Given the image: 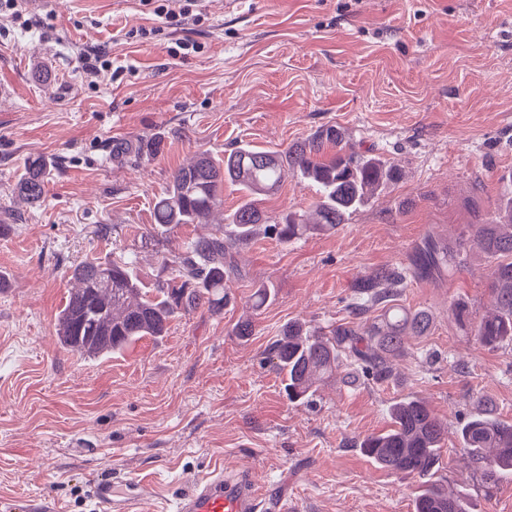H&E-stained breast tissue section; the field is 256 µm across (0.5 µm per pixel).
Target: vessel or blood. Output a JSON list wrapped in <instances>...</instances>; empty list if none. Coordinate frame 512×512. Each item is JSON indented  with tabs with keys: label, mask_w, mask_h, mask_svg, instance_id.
<instances>
[{
	"label": "vessel or blood",
	"mask_w": 512,
	"mask_h": 512,
	"mask_svg": "<svg viewBox=\"0 0 512 512\" xmlns=\"http://www.w3.org/2000/svg\"><path fill=\"white\" fill-rule=\"evenodd\" d=\"M99 512H147L148 495L142 482L127 478L100 480L93 488ZM286 500L260 491L242 473L212 469L201 479H189L177 499L176 512H290Z\"/></svg>",
	"instance_id": "obj_1"
}]
</instances>
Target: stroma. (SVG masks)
Returning <instances> with one entry per match:
<instances>
[{
	"label": "stroma",
	"instance_id": "1",
	"mask_svg": "<svg viewBox=\"0 0 512 512\" xmlns=\"http://www.w3.org/2000/svg\"><path fill=\"white\" fill-rule=\"evenodd\" d=\"M199 21L170 28L140 0H59L0 15V512L50 497L61 512H95L94 483L139 478L174 503L188 475L215 460L288 496L295 512H413L416 492L455 488L468 512H512V477L482 486L459 431L484 399L512 420V345L460 335L452 306L494 309L491 264L471 252L454 276L408 278L397 302L432 316L408 337L385 381L343 362L307 405L288 402L268 353L288 322L350 324L357 279L409 268L425 236L455 240L492 209L512 173V0H201ZM199 52L175 54L178 39ZM112 65L96 78L81 58ZM336 127L399 180L326 235L289 244L260 234L236 256L217 314L176 318L111 357L62 348L57 316L75 265L136 256L155 288L165 259L217 223L150 235L156 196L198 153L243 144L283 150ZM160 143L159 152L146 148ZM50 165L45 199L15 187L28 158ZM317 196L287 178L274 214ZM272 296L250 309L257 288ZM254 315L255 332L234 335ZM426 400L448 426L430 475L381 469L361 441L391 425L390 408Z\"/></svg>",
	"mask_w": 512,
	"mask_h": 512
}]
</instances>
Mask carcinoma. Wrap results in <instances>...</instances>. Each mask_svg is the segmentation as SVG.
Masks as SVG:
<instances>
[{"label": "carcinoma", "instance_id": "obj_1", "mask_svg": "<svg viewBox=\"0 0 512 512\" xmlns=\"http://www.w3.org/2000/svg\"><path fill=\"white\" fill-rule=\"evenodd\" d=\"M48 164L40 156L27 160L16 184L18 197L30 207L43 203ZM301 175L318 187L312 220L289 212L271 217L259 206L258 196L274 193L288 176ZM399 171L379 157L355 150L345 134L329 127L321 134L296 142L283 151H259L249 146L224 152L219 161L207 153L173 170L164 191L155 199L153 232L163 233L182 224H206L224 209V183L241 193L230 214L232 229L192 239L184 252L165 260L172 266L169 282L144 294L130 272L133 259L101 263L87 260L71 273L76 283L59 312L56 335L63 348L92 359L120 350L147 336L165 335L168 325L190 311L224 310V277L234 273V255L257 229L288 244L310 231L331 232L366 207ZM473 242L495 261L490 288L495 309L477 320L468 306L454 304L457 325L466 336L488 349L512 344V197L496 211L467 225L455 245L428 236L416 247L415 270L424 278L451 276L466 266L468 243ZM404 276L384 270L355 283L357 310L377 306L373 321L336 327L328 332L308 331L299 322L282 330L270 352V361L284 374V391L291 403L304 404L315 381L336 377L341 356L365 366L377 379L390 373V364L404 349L408 336L425 335L432 323L424 309L408 310L395 303ZM482 410L460 431L463 445L478 464L485 487L512 474V423ZM392 428L365 437L360 448L380 467L407 476H423L438 463L447 425L420 398H406L391 408ZM414 512H466L465 500L431 484L414 500Z\"/></svg>", "mask_w": 512, "mask_h": 512}]
</instances>
